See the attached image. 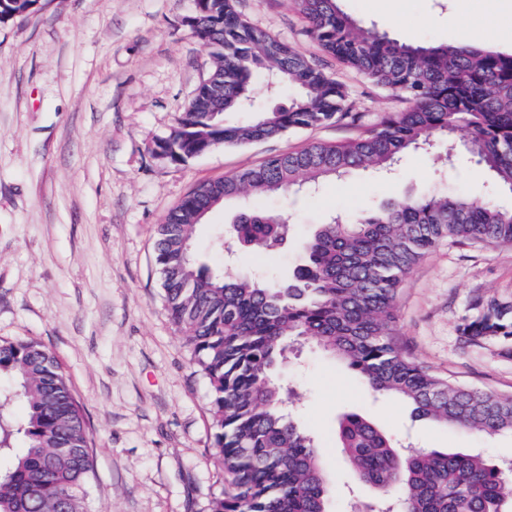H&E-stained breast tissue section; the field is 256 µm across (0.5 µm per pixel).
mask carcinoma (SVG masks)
Returning a JSON list of instances; mask_svg holds the SVG:
<instances>
[{"label": "carcinoma", "instance_id": "1", "mask_svg": "<svg viewBox=\"0 0 512 512\" xmlns=\"http://www.w3.org/2000/svg\"><path fill=\"white\" fill-rule=\"evenodd\" d=\"M310 37L329 56L406 100L348 142H313L223 179L206 182L174 207L157 228L156 262L172 320L210 382L209 411L216 458L231 491L212 512H328L329 484L314 438L285 411L289 389L276 375L292 342L312 339L342 360L376 392L406 400L415 418L460 430L512 433V396L479 392L415 363L392 336L396 299L410 271L440 241L512 244V208L496 195L482 200L434 190L391 199L354 219L319 225L304 244L290 279L262 282L232 270L198 265L191 241L205 215L247 195L296 194L306 185L341 179L360 168L384 170L410 150L428 152L433 139L465 130L459 146L486 169L501 191L512 192V54L461 42L413 45L363 27L338 0H290ZM38 0H0V20L33 13ZM192 33L211 49L213 68L198 86L165 149L172 162L197 157L224 141L246 145L292 129L357 120L345 86L297 49L253 27L232 0H202ZM263 81L268 98L283 87L291 102L256 105ZM226 112H250L241 124ZM249 220L224 228L228 242L272 254L288 238L285 211H245ZM469 341L512 340V308L492 303L465 324ZM17 381L0 393V452L22 438L24 451L0 473V512H84L93 473L84 409L54 353L30 338H0V375ZM14 398L27 411L16 419ZM336 435L359 479L397 497L402 512H508L512 467L481 453L431 448L403 452L359 414L338 422Z\"/></svg>", "mask_w": 512, "mask_h": 512}]
</instances>
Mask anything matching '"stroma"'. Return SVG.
I'll use <instances>...</instances> for the list:
<instances>
[{"mask_svg": "<svg viewBox=\"0 0 512 512\" xmlns=\"http://www.w3.org/2000/svg\"><path fill=\"white\" fill-rule=\"evenodd\" d=\"M364 25L406 43L459 40L512 53V0H340ZM251 25L279 37L343 83L360 115L246 146H216L184 163L155 157L213 61L187 20L195 0H40L34 14L0 21V337L32 338L61 362L92 438L88 512H212L228 487L216 462L210 384L165 307L154 234L198 184L298 150L358 137L402 100L336 59L305 33L285 0H236ZM474 198L494 193L473 160L438 167L411 153L394 171L357 169L314 195L247 196L208 214L193 238L198 262L222 266L224 226L238 207L285 210L288 243L240 255L235 271L267 280L291 275L301 246L331 216L352 218L387 199L430 187ZM512 305V246L440 243L405 277L393 333L433 373L478 390L512 394V343H464L460 328L480 303ZM288 407L320 448L329 512L381 498L362 483L336 442L355 412L395 443L512 461V436L464 433L415 420L403 400L373 392L315 345L298 346L279 373Z\"/></svg>", "mask_w": 512, "mask_h": 512, "instance_id": "stroma-1", "label": "stroma"}]
</instances>
